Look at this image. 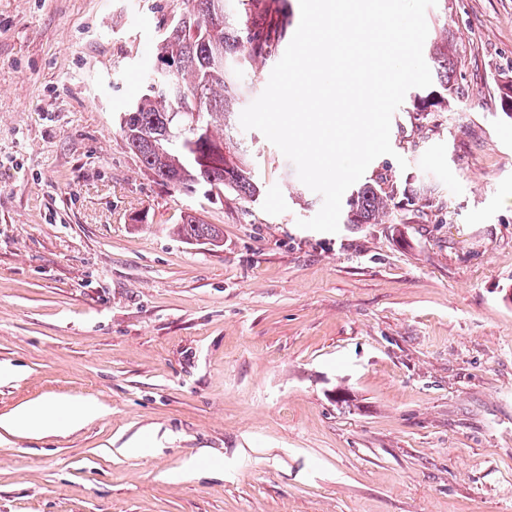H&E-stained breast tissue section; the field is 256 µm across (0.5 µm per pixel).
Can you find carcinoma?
Instances as JSON below:
<instances>
[{
  "label": "carcinoma",
  "instance_id": "obj_1",
  "mask_svg": "<svg viewBox=\"0 0 512 512\" xmlns=\"http://www.w3.org/2000/svg\"><path fill=\"white\" fill-rule=\"evenodd\" d=\"M288 23L271 0H177V11L156 47L157 61L145 74L142 95L120 117V130L141 166L162 184L193 193L226 189L253 199L260 195L248 166L244 135L227 118L246 88V68L275 57ZM436 86L416 95L417 110L438 112L459 94L453 40L429 52ZM348 224H376L390 206L389 196L372 183L346 200ZM189 241L215 246L220 231L189 216L176 225Z\"/></svg>",
  "mask_w": 512,
  "mask_h": 512
}]
</instances>
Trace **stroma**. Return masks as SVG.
Masks as SVG:
<instances>
[{
  "instance_id": "obj_1",
  "label": "stroma",
  "mask_w": 512,
  "mask_h": 512,
  "mask_svg": "<svg viewBox=\"0 0 512 512\" xmlns=\"http://www.w3.org/2000/svg\"><path fill=\"white\" fill-rule=\"evenodd\" d=\"M175 10L0 0V512H512V0L427 10L464 93H406L363 175L390 217L335 233L260 131L254 199L141 168L119 117ZM57 400L102 410L2 426ZM182 224H176V234L189 241L205 240L213 246L221 240L220 231L212 224H204L195 217L188 216L185 220L181 219ZM48 408L52 409V417L58 425L66 429L77 428L100 412L99 407L93 402L79 405L68 402L42 404L20 409L5 425L15 430H38L45 425V419L50 416Z\"/></svg>"
}]
</instances>
